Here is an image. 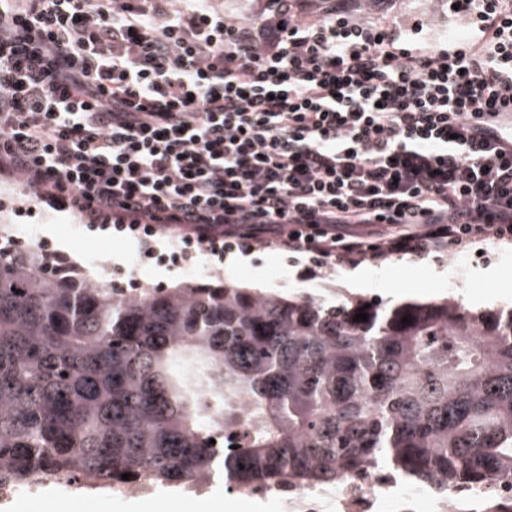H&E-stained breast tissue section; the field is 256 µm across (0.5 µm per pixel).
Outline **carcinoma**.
<instances>
[{
  "instance_id": "carcinoma-1",
  "label": "carcinoma",
  "mask_w": 512,
  "mask_h": 512,
  "mask_svg": "<svg viewBox=\"0 0 512 512\" xmlns=\"http://www.w3.org/2000/svg\"><path fill=\"white\" fill-rule=\"evenodd\" d=\"M101 282L0 245V486L512 479V310Z\"/></svg>"
}]
</instances>
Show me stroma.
<instances>
[{
	"label": "stroma",
	"instance_id": "35a3bbf8",
	"mask_svg": "<svg viewBox=\"0 0 512 512\" xmlns=\"http://www.w3.org/2000/svg\"><path fill=\"white\" fill-rule=\"evenodd\" d=\"M371 10L383 18L411 27L421 25V40L439 41L462 29L443 0H373ZM0 226L11 238L30 244L49 240L60 264L78 266L88 275L124 282L138 279L151 288H173L189 283H232L264 291L313 295L335 301L349 295L388 306L454 296L465 308L512 309V242H483L480 249L448 253L444 259L428 254L390 255L362 260L355 266L318 269L309 273L303 263L291 262L281 249L267 246L250 253L246 262H219L207 257L183 268L141 261L133 241L107 238L83 228L79 216L50 208L25 195L11 180L0 178ZM372 273L369 285H349L350 269ZM200 495L194 491L159 488L138 496L143 512H197ZM128 497L109 491H87L76 486L49 485L35 495L0 499V512H128Z\"/></svg>",
	"mask_w": 512,
	"mask_h": 512
}]
</instances>
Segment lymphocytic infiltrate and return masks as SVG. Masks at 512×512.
<instances>
[{
    "label": "lymphocytic infiltrate",
    "mask_w": 512,
    "mask_h": 512,
    "mask_svg": "<svg viewBox=\"0 0 512 512\" xmlns=\"http://www.w3.org/2000/svg\"><path fill=\"white\" fill-rule=\"evenodd\" d=\"M169 2L0 0V176L172 266L512 241V148L482 134L512 109V0L453 53L370 13ZM212 6L239 20H263L269 17L273 8L266 0H211Z\"/></svg>",
    "instance_id": "obj_1"
}]
</instances>
